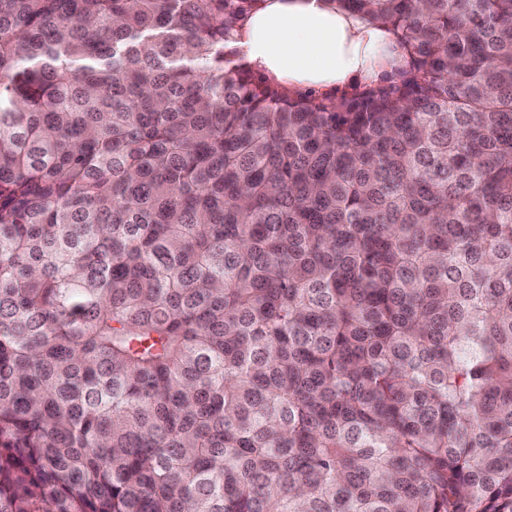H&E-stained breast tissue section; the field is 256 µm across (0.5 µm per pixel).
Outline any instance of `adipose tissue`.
Wrapping results in <instances>:
<instances>
[{
  "mask_svg": "<svg viewBox=\"0 0 512 512\" xmlns=\"http://www.w3.org/2000/svg\"><path fill=\"white\" fill-rule=\"evenodd\" d=\"M234 45L254 72L294 91L369 85L408 63L392 28L324 0H264Z\"/></svg>",
  "mask_w": 512,
  "mask_h": 512,
  "instance_id": "1",
  "label": "adipose tissue"
}]
</instances>
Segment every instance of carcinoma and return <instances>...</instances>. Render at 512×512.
Segmentation results:
<instances>
[{"mask_svg": "<svg viewBox=\"0 0 512 512\" xmlns=\"http://www.w3.org/2000/svg\"><path fill=\"white\" fill-rule=\"evenodd\" d=\"M0 0V512H512V0ZM233 45L255 73L293 91L385 84L395 74L383 72L408 63L392 28L323 0H266Z\"/></svg>", "mask_w": 512, "mask_h": 512, "instance_id": "obj_1", "label": "carcinoma"}]
</instances>
